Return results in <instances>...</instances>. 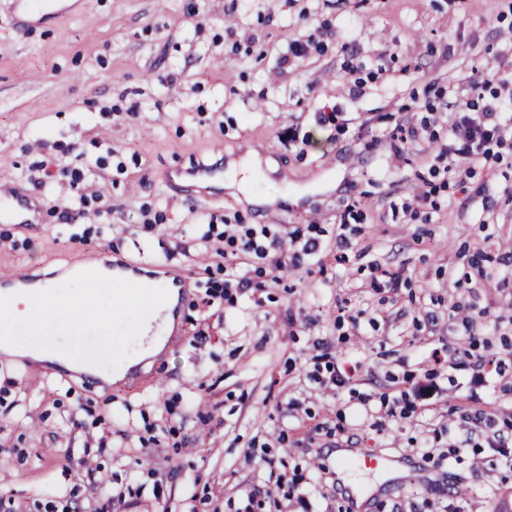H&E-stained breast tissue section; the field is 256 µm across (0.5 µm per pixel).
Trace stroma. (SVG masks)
<instances>
[{"label": "stroma", "mask_w": 512, "mask_h": 512, "mask_svg": "<svg viewBox=\"0 0 512 512\" xmlns=\"http://www.w3.org/2000/svg\"><path fill=\"white\" fill-rule=\"evenodd\" d=\"M16 16L0 0V190L43 211L0 223V282L91 255L146 276L164 266L189 290L175 341L137 384L0 358V512H239L258 485L260 512H295L278 479L319 473L315 449L339 425L374 453L425 435L458 448L422 462L432 486H390L372 512H512V469L469 419L486 405L512 420V141L458 186L440 108L472 70L512 61V0H58L22 31ZM296 41L309 55L283 66ZM399 127L419 135L396 155ZM218 142L258 150L246 177L275 207L167 187L169 167L212 159ZM65 166L97 199L80 203ZM425 182L432 204L405 211ZM228 224L280 238V282L254 256L251 287L224 288L206 247L232 251ZM295 233L318 254L293 263ZM381 270L397 291L373 287ZM478 354L505 363L486 387L471 383ZM319 359L354 367L356 391L314 382ZM426 379L429 411L378 417L382 396Z\"/></svg>", "instance_id": "1"}]
</instances>
